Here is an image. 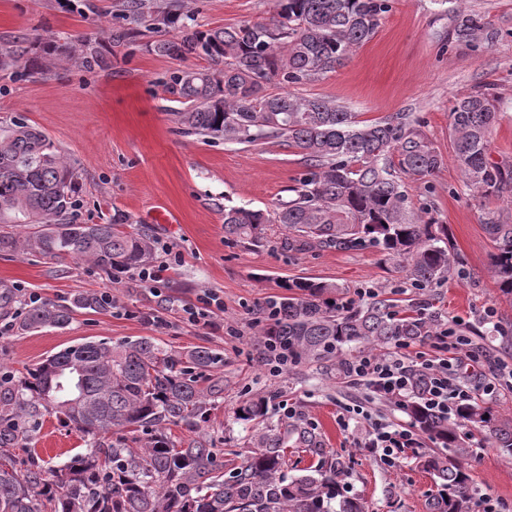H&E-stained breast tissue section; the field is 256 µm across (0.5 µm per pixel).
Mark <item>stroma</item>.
<instances>
[{
    "label": "stroma",
    "instance_id": "35a3bbf8",
    "mask_svg": "<svg viewBox=\"0 0 512 512\" xmlns=\"http://www.w3.org/2000/svg\"><path fill=\"white\" fill-rule=\"evenodd\" d=\"M275 0H189L197 28L265 22ZM115 0H0V47L19 38L50 39L63 55L51 72L36 66L0 71V123L22 118L44 131L81 174L74 211L78 223L108 224L124 215L158 241L180 251L161 293L132 288L111 275L72 258L53 261L32 253L0 256V290L15 292L16 312L0 310V375L20 380L27 369L78 343L109 339L119 343L142 336L174 349L204 346L220 353L217 373L222 390L200 430L216 448H250L256 426L236 418L241 403L253 396L269 399L270 421L287 422L292 408L314 423L323 447L350 459L345 480L350 495L366 512H429V474L417 465L434 443L420 434L414 454L395 466L361 445L369 422L338 423L345 405L360 404L374 419L393 426L411 423L405 409L376 398L344 372L302 364L271 374L254 340V323L268 301L284 296L285 283L312 278L339 285L340 296L363 302L364 292L399 307L417 303L439 321H460L465 336L493 359L512 366V298L504 297L489 271L493 244L483 226L488 218L512 224V193L483 198L464 182L449 137L452 102L474 91L491 93L499 107L491 162L512 165V0H467L490 34L474 48L455 42L450 31V0H394L374 37L335 72L291 86L303 97H326L379 120L406 112L443 155L432 176L408 181L414 208H425L447 225L459 257L454 275L421 290L411 285L396 261L374 248H316L292 254L276 246L281 237L271 226L261 246L226 239L225 206L272 210L291 198L304 169L300 151L280 142L238 145L219 139L183 136L173 112L181 105L164 86L178 70L206 67L193 54L159 56L139 36L106 52L107 68L88 69L67 55L77 40H98L114 22ZM178 218L159 224L156 201ZM224 300L223 314L210 325L183 317L184 305L204 291ZM85 292L112 295V306L80 310L63 329L18 331L19 311L29 294L42 301L70 303ZM33 446L52 468L62 466L84 446L81 434L53 416L29 422ZM469 470L477 495L501 502L512 512V456L492 448L486 433L473 432Z\"/></svg>",
    "mask_w": 512,
    "mask_h": 512
}]
</instances>
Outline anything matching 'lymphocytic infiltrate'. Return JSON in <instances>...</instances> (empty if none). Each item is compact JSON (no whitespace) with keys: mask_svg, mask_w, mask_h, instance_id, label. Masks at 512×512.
Returning a JSON list of instances; mask_svg holds the SVG:
<instances>
[{"mask_svg":"<svg viewBox=\"0 0 512 512\" xmlns=\"http://www.w3.org/2000/svg\"><path fill=\"white\" fill-rule=\"evenodd\" d=\"M434 338L436 354L412 353L406 346L398 345L385 353L369 352L350 362L346 375L386 402L402 404L413 396L428 413L451 418L475 399L474 388L461 381L457 373L459 364L465 360L483 363L486 353L471 347L469 337L458 334L452 322L443 324ZM418 372L425 376L419 388L414 385V375ZM366 445L392 466L418 448L419 437L413 427L392 428L374 422Z\"/></svg>","mask_w":512,"mask_h":512,"instance_id":"1","label":"lymphocytic infiltrate"}]
</instances>
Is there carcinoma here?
I'll list each match as a JSON object with an SVG mask.
<instances>
[{
    "instance_id": "1",
    "label": "carcinoma",
    "mask_w": 512,
    "mask_h": 512,
    "mask_svg": "<svg viewBox=\"0 0 512 512\" xmlns=\"http://www.w3.org/2000/svg\"><path fill=\"white\" fill-rule=\"evenodd\" d=\"M393 0H276L267 22L196 30L178 0H121L122 24L106 30L109 43L136 36L148 24L158 38L147 43L158 55L194 53L210 66L182 71L165 82L184 105L173 113L182 134L249 144L286 142L301 150L304 171L295 197L268 212L224 206V234L259 243L266 227L281 225L280 247L290 252L334 247H373L391 256L418 288L451 277L458 263L448 232L425 210L410 206L401 176L420 180L443 165V156L407 113L361 121L335 101L288 93L336 71L370 40ZM456 40L480 42L479 15L454 0ZM179 36L168 38L169 30ZM23 41L0 48V68L27 63ZM73 55L88 68L106 58L86 40ZM276 86L279 92L269 91ZM454 157L467 185L485 197L512 187V166L488 160L498 120L494 100L477 91L455 101L450 112ZM78 169L40 129L22 119L0 128V224L27 228L0 234V254L17 250L45 258L71 257L109 273L137 268L156 251L146 230H126L123 217L110 224H79L72 215L80 188ZM484 232L494 243L490 272L499 291L512 297V224L490 221ZM288 295L268 303L274 315L257 320L256 342L273 338L288 364L317 363L343 370L346 355L362 344L370 350L421 342L439 328L437 319L412 305L397 309L384 299L363 305L336 299L339 287L310 278L287 285ZM95 294L69 304L28 306L22 331L64 328L79 309L95 310ZM223 361L207 347L172 350L141 337L112 344L86 341L67 346L0 390V512H365L345 495L348 466L328 454L310 427L264 424L268 401L251 398L238 419L263 424L256 447L241 461L224 459L202 436L176 444L172 426L192 430L208 414L220 378L210 374ZM405 410L416 426L441 444L420 456L435 483L432 512H476L465 445L466 427L487 432L492 447L512 456V413L477 404L453 420L428 414L412 401ZM54 415L88 438L86 448L55 469L31 448L25 423ZM303 446L288 449L290 438ZM27 450L17 468L14 450ZM297 459L288 462V453Z\"/></svg>"
}]
</instances>
